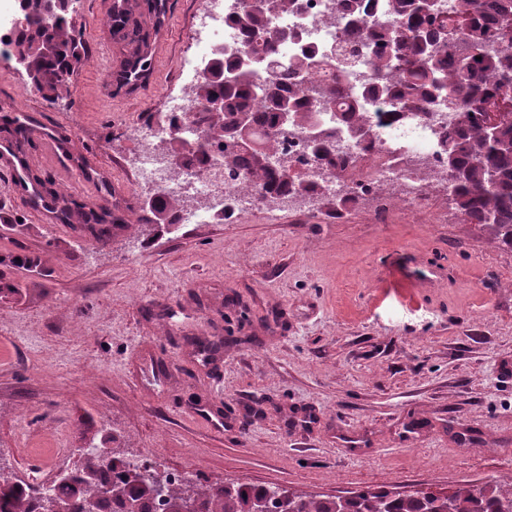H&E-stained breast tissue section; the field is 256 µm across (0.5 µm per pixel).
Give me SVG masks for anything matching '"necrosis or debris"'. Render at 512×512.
<instances>
[{
    "label": "necrosis or debris",
    "mask_w": 512,
    "mask_h": 512,
    "mask_svg": "<svg viewBox=\"0 0 512 512\" xmlns=\"http://www.w3.org/2000/svg\"><path fill=\"white\" fill-rule=\"evenodd\" d=\"M301 8L276 16L272 28L280 37L275 43L277 55L291 60L311 51H329L346 37V27L325 21L326 0H300ZM243 0H209V6L197 18L192 38V53L183 62L191 82H199L208 74L209 66L219 50L238 48L245 40L242 32L230 23L238 15ZM200 107L191 94L173 99L159 121L148 128L135 129L132 159L136 165L135 191L149 192L154 198L173 197L180 207L172 221L176 224H210L216 220L231 222L261 206L262 197L255 191L239 190L238 177L224 171V148L212 145L207 164H199L193 124ZM371 126L376 132L371 144L360 145L337 130V112H317L321 127L332 130L331 149L339 157H355L356 162L342 174L341 180L326 178L313 150L310 128H293L280 138L279 149L294 164L302 178L321 183L323 192L345 189L361 183L366 187L379 182L400 184L405 199L419 197L421 179L429 173L435 160L434 134L454 124L455 113L444 108L424 120L399 114L396 106L384 100L369 104ZM178 138L188 158L179 170L166 164L158 142Z\"/></svg>",
    "instance_id": "obj_1"
}]
</instances>
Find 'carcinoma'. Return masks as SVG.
<instances>
[{"label": "carcinoma", "mask_w": 512, "mask_h": 512, "mask_svg": "<svg viewBox=\"0 0 512 512\" xmlns=\"http://www.w3.org/2000/svg\"><path fill=\"white\" fill-rule=\"evenodd\" d=\"M336 13L357 19L356 32L347 34L336 59L313 53L309 65L336 62L343 70L359 48L372 51L371 81L357 95L347 89L341 75L331 82L313 80L297 90L284 88L276 74L304 66L284 62L275 55L277 33L272 19L300 9L298 0H254L234 24L248 40L234 53L221 55L210 76L192 89L203 106V140L197 144L199 160L207 147L224 141V165L241 172L242 188L260 190L266 185L319 194L318 186L290 174L289 165L271 167L278 132L288 126L310 124L312 105L319 101L338 108V124L355 142H372L367 101L388 99L407 112L446 98L456 105V122L438 135L441 156L448 168L431 180L448 186V207L454 216L491 231L512 249V0H456L453 15L446 16L431 0H385L390 19L367 24L371 0H333ZM73 0H18L25 26L13 34V57L29 79L50 92L67 88L72 61L86 54L67 15ZM129 45L126 64L149 69L144 55L149 29L130 18L122 21ZM247 115L252 144L237 149L239 121ZM332 133L314 141L315 154L327 175L341 179L340 163L332 156ZM179 207L176 199L153 203L140 231L165 225V216ZM69 221L78 218L102 241L124 221L107 208L86 209L70 199L60 209ZM139 459L113 448L104 460L90 449L67 477H56L48 487H20L18 473L0 465V512H47L54 504L62 512H256L265 503L269 512H512V479L469 483L448 492L420 490L401 495L389 490L356 493L345 500L337 496L296 494L282 503L274 486L238 482L218 484L187 478L180 484L165 476L161 496L152 482L132 474L148 468Z\"/></svg>", "instance_id": "1"}]
</instances>
